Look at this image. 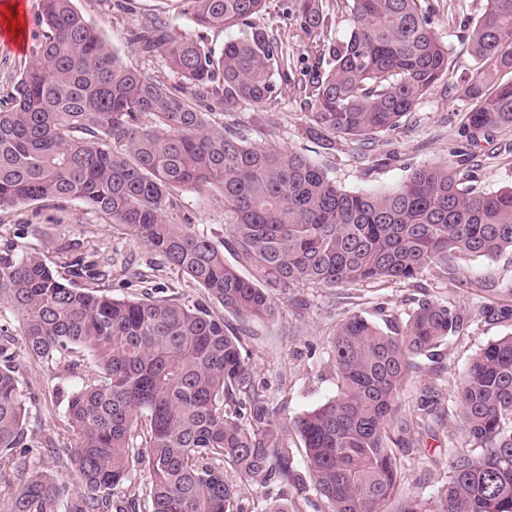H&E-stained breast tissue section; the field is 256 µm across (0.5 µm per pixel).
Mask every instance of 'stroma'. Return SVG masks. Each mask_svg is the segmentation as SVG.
Instances as JSON below:
<instances>
[{"mask_svg": "<svg viewBox=\"0 0 512 512\" xmlns=\"http://www.w3.org/2000/svg\"><path fill=\"white\" fill-rule=\"evenodd\" d=\"M22 43L0 38V97H6L23 69L35 63L42 40L38 20L39 0H22ZM432 26L447 45L458 69L470 68L472 58L464 39L465 21H477L484 0H430ZM75 8L98 30L127 65L149 70L167 83L179 80L158 55L146 56L131 42V32L149 19L166 22L174 35L195 36L189 17L171 9L169 0H74ZM255 22L272 29L298 60L312 66L317 43L302 34L283 13L282 0H267ZM199 111H220L226 124L240 128L248 143L305 154L322 166L328 176L349 192L384 191L401 184L415 169L447 160L448 147L463 119V104L456 93L437 88L406 115L399 127L376 141L374 149L384 160L370 167L354 158L350 144L337 141L324 153L304 130L308 109L296 82L279 85L276 99L265 105L237 100L229 105L213 99L198 101ZM475 153L481 163L478 185L494 191L512 183V131L480 141ZM182 212L214 242L227 235L224 203L216 193L186 189L181 193ZM93 239L96 248L114 259H133L137 268L157 264V256L135 237L116 230L113 224L81 201H32L0 210V250L15 253L36 251L53 268L59 267L58 247ZM276 310L263 319L228 316V323L246 331L254 380L258 392L274 411L279 424L288 426V446L295 460H302L303 443L292 425L301 414L329 399L337 391L331 341L342 318L352 313L386 326L405 320L424 299L458 309L463 323L430 356L417 359L418 369L404 383L399 395L401 413L407 419L423 417L426 408L444 415L443 428L429 440L426 454L405 458L403 495L434 496L448 481V452L470 453L472 446L461 429L457 388L470 358L487 343L512 333V317L485 321L483 308H512V251L495 258L458 259L447 276L426 271L410 284L386 283L364 288L301 286L288 291L273 289ZM18 378L27 396L28 435L41 441L53 437L57 447L74 438L66 418V396L74 377L66 365H47L28 353L17 360Z\"/></svg>", "mask_w": 512, "mask_h": 512, "instance_id": "35a3bbf8", "label": "stroma"}]
</instances>
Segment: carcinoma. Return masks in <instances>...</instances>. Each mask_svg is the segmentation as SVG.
<instances>
[{
  "instance_id": "carcinoma-1",
  "label": "carcinoma",
  "mask_w": 512,
  "mask_h": 512,
  "mask_svg": "<svg viewBox=\"0 0 512 512\" xmlns=\"http://www.w3.org/2000/svg\"><path fill=\"white\" fill-rule=\"evenodd\" d=\"M199 29L245 26L216 52L147 21L135 43L161 50L182 80L121 63L73 6L39 0L44 26L37 61L0 101V207L78 199L186 274L221 305L215 311L152 288L138 299L101 292L112 260L99 251L63 266L94 281L66 283L37 253H0V299L17 311L29 354L80 367L84 348L98 367L75 375L66 418L73 444L56 456L77 484L45 474L42 447L28 440L26 396L17 377L15 338L0 327V484L6 512H239L242 485L275 486L265 512H290L288 491L307 482L330 512H389L401 493L399 453L413 444L398 417L400 389L418 365L456 332L457 309L424 299L386 330L349 315L336 326L332 355L338 392L296 418L303 468L288 430L258 399L251 357L224 318L272 313L270 289L352 288L406 282L425 269L512 251V185L477 186L467 151L417 168L384 192L343 190L306 156L249 145L216 127L196 101L224 88V103L277 97L274 73L293 70L273 31L253 23L266 0H177ZM353 25L319 54L321 67L299 87L311 106L308 138L324 151L342 138L364 147L395 130L444 84L464 106L457 137L469 146L512 129V0H485L465 36L474 68L454 72L431 27L427 0H341ZM314 40L329 26L322 0H287ZM214 191L230 217L218 246L180 210V191ZM252 267L224 261V248ZM461 429L476 448L448 451L449 480L433 501L407 496L396 512H512V334L484 346L462 377ZM145 466L140 480L136 465Z\"/></svg>"
}]
</instances>
